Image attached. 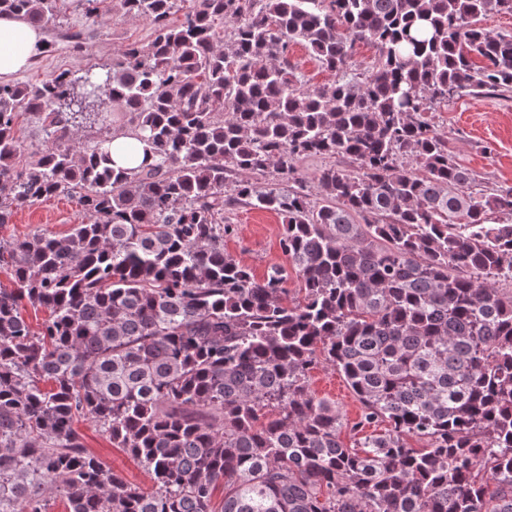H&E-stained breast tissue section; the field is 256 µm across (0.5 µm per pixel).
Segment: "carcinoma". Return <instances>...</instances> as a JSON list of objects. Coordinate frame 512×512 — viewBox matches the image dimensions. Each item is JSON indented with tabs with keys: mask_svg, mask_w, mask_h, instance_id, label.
Segmentation results:
<instances>
[{
	"mask_svg": "<svg viewBox=\"0 0 512 512\" xmlns=\"http://www.w3.org/2000/svg\"><path fill=\"white\" fill-rule=\"evenodd\" d=\"M103 2L75 6L96 23ZM112 10L150 41L77 79L0 84V225L62 193L84 214L62 236L0 238V512L55 496L65 512H215L221 484L220 512H512V222L487 223L512 214V187L484 189L428 116L512 93V34L478 24L512 0ZM4 14L65 20L61 0ZM358 41L376 48L361 77ZM292 43L337 79L309 87ZM116 132L142 166H112ZM313 155L350 165L315 176V199L296 168ZM240 204L281 217L297 292L285 267L257 280L224 251ZM28 307L48 313L38 331ZM320 364L359 400L354 421L311 391ZM81 419L151 491L87 450Z\"/></svg>",
	"mask_w": 512,
	"mask_h": 512,
	"instance_id": "1",
	"label": "carcinoma"
}]
</instances>
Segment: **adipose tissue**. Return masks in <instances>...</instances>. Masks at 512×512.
Instances as JSON below:
<instances>
[{
    "mask_svg": "<svg viewBox=\"0 0 512 512\" xmlns=\"http://www.w3.org/2000/svg\"><path fill=\"white\" fill-rule=\"evenodd\" d=\"M45 47L42 29L26 17H0V83L10 82L40 57Z\"/></svg>",
    "mask_w": 512,
    "mask_h": 512,
    "instance_id": "adipose-tissue-1",
    "label": "adipose tissue"
}]
</instances>
